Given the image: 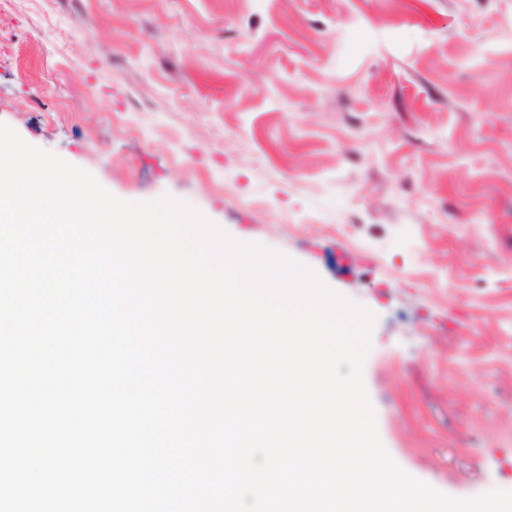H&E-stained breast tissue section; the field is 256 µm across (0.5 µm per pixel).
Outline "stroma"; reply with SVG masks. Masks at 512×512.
I'll return each instance as SVG.
<instances>
[{
	"label": "stroma",
	"instance_id": "obj_1",
	"mask_svg": "<svg viewBox=\"0 0 512 512\" xmlns=\"http://www.w3.org/2000/svg\"><path fill=\"white\" fill-rule=\"evenodd\" d=\"M0 123L375 314L393 459L512 491V0H0Z\"/></svg>",
	"mask_w": 512,
	"mask_h": 512
}]
</instances>
